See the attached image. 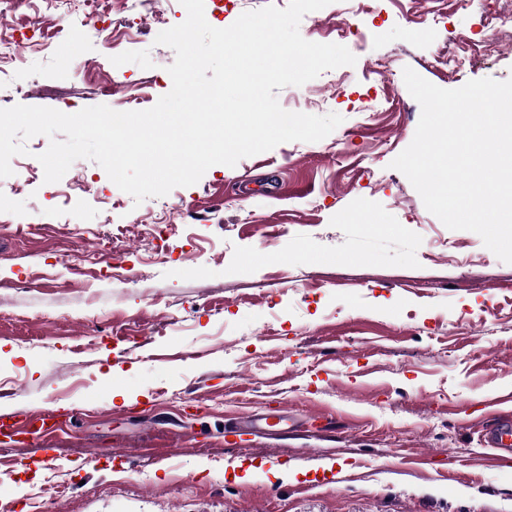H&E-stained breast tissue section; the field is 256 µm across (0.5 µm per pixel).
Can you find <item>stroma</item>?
Here are the masks:
<instances>
[{"label": "stroma", "instance_id": "stroma-1", "mask_svg": "<svg viewBox=\"0 0 512 512\" xmlns=\"http://www.w3.org/2000/svg\"><path fill=\"white\" fill-rule=\"evenodd\" d=\"M289 0H204L207 22ZM104 33L22 0L0 13V103L73 114L152 107L172 86L157 32L179 0H112ZM311 42L355 65L278 90L288 111L342 123L210 167L142 202L96 162L56 183L26 141L0 179V413L65 406L52 468L0 465L8 512H512V457L488 465L486 407L512 419V264L427 211L392 160L421 116L404 67L445 89L512 78V0H370L303 16ZM457 42L455 70L439 57ZM90 255L93 271L68 258ZM137 392L130 406L112 391ZM294 426L230 434L250 413ZM338 473L323 479V452ZM97 459L96 468L85 465ZM207 462L195 474L198 462ZM297 467L294 483L236 484L232 463Z\"/></svg>", "mask_w": 512, "mask_h": 512}]
</instances>
